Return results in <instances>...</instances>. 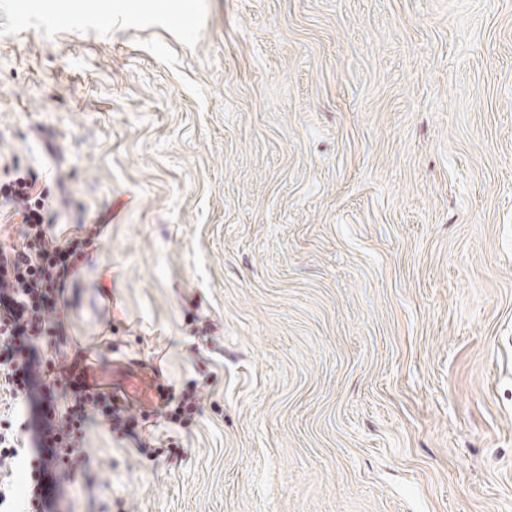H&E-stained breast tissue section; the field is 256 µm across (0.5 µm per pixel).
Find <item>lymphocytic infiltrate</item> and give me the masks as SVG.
I'll return each mask as SVG.
<instances>
[{"label": "lymphocytic infiltrate", "mask_w": 512, "mask_h": 512, "mask_svg": "<svg viewBox=\"0 0 512 512\" xmlns=\"http://www.w3.org/2000/svg\"><path fill=\"white\" fill-rule=\"evenodd\" d=\"M0 200L21 215L24 242L20 249L0 247V391L17 412L15 427L0 431V512H49V467L77 463L90 411L116 428L124 418L109 394L80 380L73 369L54 370L52 359L35 354L36 342L55 333L48 317L52 295L73 274L79 241L50 236L45 195L33 172L1 184ZM60 389L69 397L64 407L56 402ZM17 470L25 476L19 495L11 482Z\"/></svg>", "instance_id": "lymphocytic-infiltrate-1"}]
</instances>
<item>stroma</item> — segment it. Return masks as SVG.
<instances>
[{
    "label": "stroma",
    "instance_id": "35a3bbf8",
    "mask_svg": "<svg viewBox=\"0 0 512 512\" xmlns=\"http://www.w3.org/2000/svg\"><path fill=\"white\" fill-rule=\"evenodd\" d=\"M14 167L132 426L53 512H512V0H0ZM192 399H193V395L192 396L182 395L178 398L171 395L167 399V401L165 403V407L169 408L168 413H170L171 419L174 422H179V423L185 424L187 422V420L191 419L192 414L195 412V404H194V401H192Z\"/></svg>",
    "mask_w": 512,
    "mask_h": 512
}]
</instances>
